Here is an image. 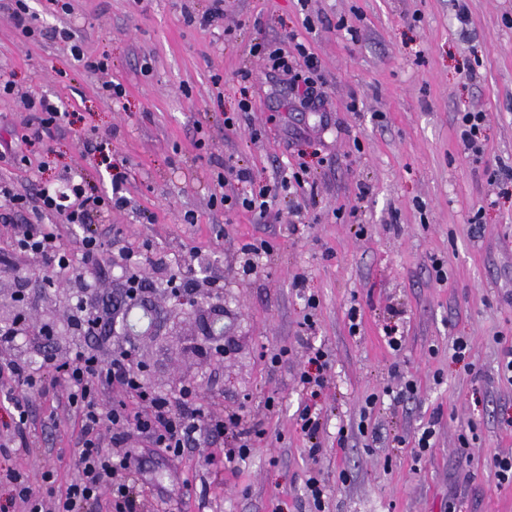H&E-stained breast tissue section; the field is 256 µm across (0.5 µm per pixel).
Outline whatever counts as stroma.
<instances>
[{"label": "stroma", "mask_w": 512, "mask_h": 512, "mask_svg": "<svg viewBox=\"0 0 512 512\" xmlns=\"http://www.w3.org/2000/svg\"><path fill=\"white\" fill-rule=\"evenodd\" d=\"M69 3L64 11L27 0L42 30L27 38L12 0H0V78L15 84L13 95L0 97V144L37 127L27 97H48L73 115L46 137V151L25 162L0 159V182L33 199L44 182L82 179L108 196L114 172L101 153L123 160L129 204L94 222L113 251L139 255L138 274L154 286L132 316L148 311L158 325H178L173 335L142 341L145 381L162 392L194 383L205 406L240 412L262 432L230 469L220 444L149 458L142 512H315L305 494L314 464L329 490L328 512H512V483L494 475L495 456L512 455V384L498 371L512 345V193L489 181L490 170L512 166V0H466L465 25L457 0H225L223 17L207 25L199 18L209 0ZM64 30L75 41L61 38ZM292 31L321 63L325 110L303 107L249 52L252 40ZM75 43L83 60L72 55ZM100 59L106 70L89 69ZM242 69L252 74V112L237 110ZM111 81L125 87L123 100L104 91ZM473 107L487 114L479 157L455 127L458 112ZM232 112L238 123L229 130L224 117ZM228 157L261 182L307 162L314 194L294 202L308 223L292 227L288 213L262 223L244 211L225 216L214 195L245 191L235 182L218 186V164ZM24 221V213L0 208V254L22 269L24 309L53 325L66 351L111 352L113 337L71 336L76 291L48 311L54 291L40 260L15 256L11 246L13 225ZM256 238L273 250L247 274L243 247ZM162 255L172 264L217 257L210 274L224 282L232 341L223 358L199 355L192 322H175L172 303L161 300L167 277L155 263ZM436 260L444 277L432 268ZM298 274L304 287L293 285ZM129 277L107 258L93 262L87 282L100 312L123 302ZM310 294L319 301L313 312ZM309 313L316 330L307 337L301 323ZM391 323L403 336L397 352L382 339ZM456 336L468 343L461 359L448 348ZM308 340L332 360L313 442L297 425ZM282 348L287 356L270 366ZM408 379L417 383L414 397L377 403L369 420L377 438L361 434L367 396ZM28 399L31 451L0 455V469L33 485L53 469L66 484L78 450L65 400L50 389ZM428 426L433 449L415 458L414 439Z\"/></svg>", "instance_id": "stroma-1"}]
</instances>
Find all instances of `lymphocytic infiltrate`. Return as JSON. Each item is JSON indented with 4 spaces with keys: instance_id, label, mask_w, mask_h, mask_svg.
Masks as SVG:
<instances>
[{
    "instance_id": "lymphocytic-infiltrate-1",
    "label": "lymphocytic infiltrate",
    "mask_w": 512,
    "mask_h": 512,
    "mask_svg": "<svg viewBox=\"0 0 512 512\" xmlns=\"http://www.w3.org/2000/svg\"><path fill=\"white\" fill-rule=\"evenodd\" d=\"M293 51H286L279 42L257 43L251 46L252 55L263 58L270 71L284 73L295 95L312 102L318 97L321 80L320 65L314 53L296 33H289L287 43ZM249 184L251 190L244 196L222 195L219 199L225 211L244 209L259 218H269L275 201L287 198L292 191L309 182L305 165L289 169L273 185L257 182L249 167L233 160H225L218 184L228 181ZM0 199L14 211L32 210L35 220L14 228L13 245L17 253L41 258L46 279L57 273L70 272L76 287H83L85 273L75 267L72 253L60 243L51 225L45 224L48 215L61 217L63 223L82 227L78 247L85 259H97L104 247L92 222L94 214L125 207L122 195L103 197L87 192L83 183L71 184L68 191L54 185H44L36 201L12 193L0 184ZM20 330L13 325L0 326V349L9 351L8 359L0 360V391L8 403L7 411L14 424L11 442L15 450H26V424L29 403L27 395L51 380L54 388L62 389L69 410L80 419L81 431L77 437L80 449L76 464L77 474L66 486L56 487L53 471L41 474L47 492L36 491L20 474L6 471L0 474V483L10 484L6 496L0 497V512H94L102 501L103 493H111L114 512H140L145 490L138 482L140 464L129 453L117 452L116 447L132 435L144 434L149 447L172 455L187 448H198L231 438L234 446L225 455L227 461L249 456L257 430L236 411L217 414L202 404L192 387L184 386L172 393H161L150 388L140 378L131 360L130 349L116 348L109 363H101L91 351L79 347L69 357L49 360L38 369L12 349L19 339ZM307 366L298 375V383L308 397L297 423L308 438H315L321 423L315 410V401L327 387L331 363L328 352L314 345L306 347ZM120 387L139 403L137 412H128L125 402L105 405L102 390ZM114 451H107V444Z\"/></svg>"
}]
</instances>
